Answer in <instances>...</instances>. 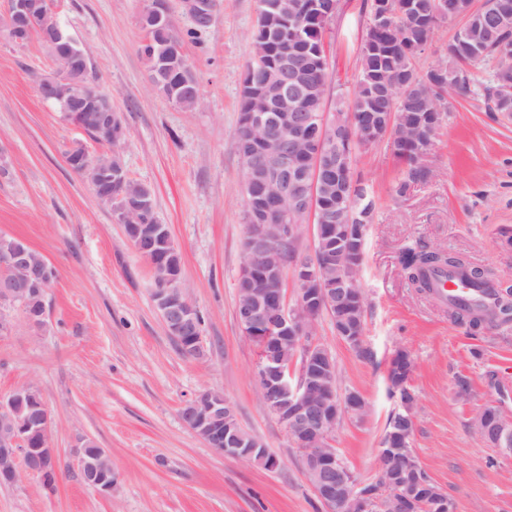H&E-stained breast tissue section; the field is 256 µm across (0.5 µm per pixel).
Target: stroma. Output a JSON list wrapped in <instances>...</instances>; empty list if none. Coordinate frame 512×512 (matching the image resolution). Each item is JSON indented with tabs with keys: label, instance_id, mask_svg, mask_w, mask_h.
Masks as SVG:
<instances>
[{
	"label": "stroma",
	"instance_id": "obj_1",
	"mask_svg": "<svg viewBox=\"0 0 512 512\" xmlns=\"http://www.w3.org/2000/svg\"><path fill=\"white\" fill-rule=\"evenodd\" d=\"M370 0H341L325 36L329 103L351 100ZM145 0H56V19L85 52L93 86L123 118L126 170L154 192L170 228L187 293L202 317L204 353L184 356L152 302L150 265L127 240L110 204L66 161L81 147H109L73 129L37 92L57 66L38 40L0 38V234L24 241L57 271L43 328L20 310L0 334V395L39 389L54 417L52 444L63 475L55 492L22 474L0 485V512H327L284 426L266 408L255 379L259 353L236 318L244 257L245 170L235 130L257 0H219L198 37L183 0H168L170 21L199 84L186 110L152 85L140 46ZM430 181L394 197L401 167L386 145L357 153L354 171L377 204L359 285L366 296L361 351L321 318L315 339L330 350L343 388L366 401L343 417L332 440L355 476L374 481L388 418V363L412 356V447L454 512H512V455L481 440L474 418L488 406L512 420V326L471 334L412 288L399 254L411 241L457 253L512 283V117L483 99L459 98L429 151ZM471 383L455 394L457 376ZM204 390L233 406L240 426L276 455L262 466L216 454L182 422L183 405ZM94 439L118 477L111 497L81 480L72 450Z\"/></svg>",
	"mask_w": 512,
	"mask_h": 512
}]
</instances>
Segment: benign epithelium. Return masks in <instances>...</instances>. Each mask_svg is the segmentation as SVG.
Returning <instances> with one entry per match:
<instances>
[{
  "instance_id": "1",
  "label": "benign epithelium",
  "mask_w": 512,
  "mask_h": 512,
  "mask_svg": "<svg viewBox=\"0 0 512 512\" xmlns=\"http://www.w3.org/2000/svg\"><path fill=\"white\" fill-rule=\"evenodd\" d=\"M195 21H211L217 0H184ZM374 21L384 26L397 19L410 21L412 3L397 8L393 0H374ZM52 0H8L0 15V26L20 44L36 20L52 12ZM143 14L151 20V31H161L167 42L152 51L151 80L164 84L171 96L191 92L181 75L189 70L177 44L169 19L167 0H149ZM462 17L458 0H439L430 22L438 24ZM44 40L54 61L61 64L67 87L58 92V79L41 77L37 88L43 100L69 115L76 127L96 129L107 134L111 157L76 161L79 173L96 195L107 200L112 190L123 191L127 185L124 169L112 164L119 154L126 132L121 116L112 108V96L89 87L84 75L89 64L75 39L56 21L44 26ZM243 131L257 148L261 161H251L245 182L255 193L245 197L249 224L244 241V260L237 281L236 317L243 336L258 345L259 362L256 381L269 411L286 429L294 447L308 462L306 473L318 498L338 507L340 512H419L424 501L433 512H451V504L434 486L418 482L398 487L387 505L364 490V484L336 463L332 440L340 418L346 414L360 417L364 399L350 393L340 399L330 390L332 362L328 351L313 338L323 310L343 308L353 298H361L346 281L331 282L326 275L336 263V252L312 246L301 251L290 269L293 272L296 299L288 302L286 267L280 259V245L298 235L300 227H313V242L322 231L318 175L321 169L336 171L339 179H350L351 159L336 151V142H376L390 134L392 120L366 112H348L342 116L318 112L312 104V91L302 80L300 67L283 48L279 54V80L274 88L251 96L242 120ZM288 136L308 148L304 162L280 151V141ZM135 250L150 255L157 272L153 301L170 336L195 340L183 347L188 355L204 352L199 331V312L189 300L182 270L168 259L174 245L166 224H130L128 213L116 217ZM0 267L14 275L0 279V305H14L28 296H43L52 282V267L35 258L25 243H15L0 251ZM36 390L32 385L14 388L0 396V484H15L21 471L47 483L58 478V450L51 445L53 416L40 400L26 415L22 414V396ZM403 424L382 442L378 455L396 450L418 461L409 449L414 427V403L405 402ZM184 424L207 443L215 453L259 463L267 470L277 468V456L257 443L248 442L239 431L232 406L222 395L211 391L199 393L181 411ZM478 433L489 444L512 453V421L500 417L490 424L478 423ZM30 437L44 441L40 448L27 447ZM85 485L98 494L112 495L114 471L112 458L103 448H88L86 442L73 451Z\"/></svg>"
}]
</instances>
